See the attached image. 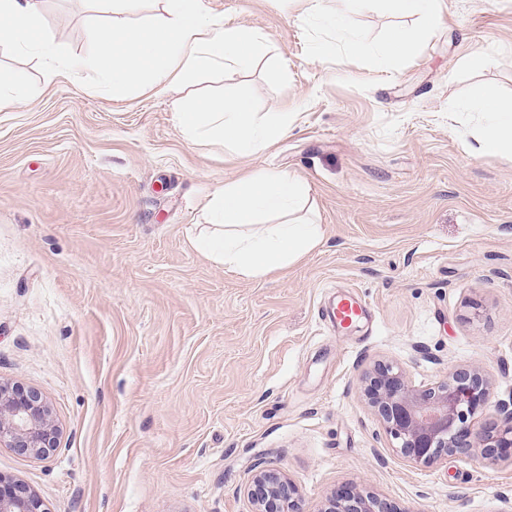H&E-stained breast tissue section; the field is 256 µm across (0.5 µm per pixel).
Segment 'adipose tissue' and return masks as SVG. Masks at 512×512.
Here are the masks:
<instances>
[{"label":"adipose tissue","instance_id":"obj_1","mask_svg":"<svg viewBox=\"0 0 512 512\" xmlns=\"http://www.w3.org/2000/svg\"><path fill=\"white\" fill-rule=\"evenodd\" d=\"M133 2L113 0L107 20L88 30L90 54L75 57L41 34L38 0H0V47L40 57L54 77L101 80L115 96L139 86L159 92L183 89L214 72L242 70L270 53L263 34L218 20L201 0H159L156 13L141 23L128 18ZM389 2L395 13L416 18V25L392 28L379 50L352 36L351 55L371 61L381 53L402 61L441 22L442 0ZM469 106L486 118L478 153L512 150V96L483 85L474 91ZM175 118L192 144L247 156L261 155L293 122L288 111L259 120L244 94L183 98ZM308 197L306 184L290 173L248 172L211 195L208 225L193 246L226 271L248 278L287 270L323 239L321 225L298 216Z\"/></svg>","mask_w":512,"mask_h":512}]
</instances>
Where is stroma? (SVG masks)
I'll return each instance as SVG.
<instances>
[{
	"instance_id": "35a3bbf8",
	"label": "stroma",
	"mask_w": 512,
	"mask_h": 512,
	"mask_svg": "<svg viewBox=\"0 0 512 512\" xmlns=\"http://www.w3.org/2000/svg\"><path fill=\"white\" fill-rule=\"evenodd\" d=\"M269 39L264 61L185 93L289 105L288 136L257 157L186 142L180 93L108 95L0 52L27 106L0 112V382L38 389L57 450L0 446V476L48 512H251L272 465L305 512L363 486L402 512H512V460L403 458L360 392L375 361L433 386L473 365L512 398V154L480 155L473 89L512 95V0H444L440 27L398 66L338 50L296 0H203ZM105 0H44L43 31L69 53ZM401 16L380 5L347 33L380 46ZM480 67H473L474 57ZM274 167L310 190L322 243L258 279L191 244L210 194ZM357 295L349 331L324 314Z\"/></svg>"
}]
</instances>
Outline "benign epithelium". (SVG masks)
<instances>
[{
  "instance_id": "benign-epithelium-1",
  "label": "benign epithelium",
  "mask_w": 512,
  "mask_h": 512,
  "mask_svg": "<svg viewBox=\"0 0 512 512\" xmlns=\"http://www.w3.org/2000/svg\"><path fill=\"white\" fill-rule=\"evenodd\" d=\"M362 393L396 451L408 460L433 465L448 457L512 458V398L491 401L489 377L461 367L437 384L416 389L402 370L377 362L362 377ZM494 409L481 427L476 419ZM59 428L36 389L0 383V442L17 453L45 458L58 448ZM252 512H304L298 485L280 469L265 467L247 489ZM0 512H45L25 483L0 477ZM319 512H403L358 486L344 485L326 497Z\"/></svg>"
}]
</instances>
